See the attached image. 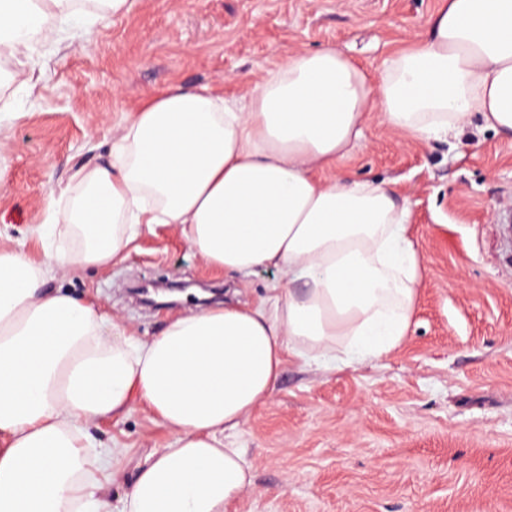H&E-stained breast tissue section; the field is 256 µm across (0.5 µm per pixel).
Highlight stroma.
Returning a JSON list of instances; mask_svg holds the SVG:
<instances>
[{
	"label": "stroma",
	"instance_id": "1",
	"mask_svg": "<svg viewBox=\"0 0 512 512\" xmlns=\"http://www.w3.org/2000/svg\"><path fill=\"white\" fill-rule=\"evenodd\" d=\"M442 0H134L90 17L74 38L41 47L31 85L0 83V248L39 261L34 238L73 172L108 158L148 93L173 84L246 95L288 52L333 47L376 77L386 60L429 35ZM407 199L421 260L418 299L399 345L334 370L286 358L272 399L229 437L252 466L236 512H512V137L479 114L445 140L403 138L371 119L340 162ZM248 282L205 266L164 227L145 231L126 260L59 281L101 300L135 336L173 314L136 304L131 287L161 278L203 282L225 301L255 303L275 279ZM91 432L123 449L109 497L171 433L140 404Z\"/></svg>",
	"mask_w": 512,
	"mask_h": 512
}]
</instances>
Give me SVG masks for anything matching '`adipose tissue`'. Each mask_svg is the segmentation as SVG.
Here are the masks:
<instances>
[{
    "instance_id": "adipose-tissue-1",
    "label": "adipose tissue",
    "mask_w": 512,
    "mask_h": 512,
    "mask_svg": "<svg viewBox=\"0 0 512 512\" xmlns=\"http://www.w3.org/2000/svg\"><path fill=\"white\" fill-rule=\"evenodd\" d=\"M130 0H0V59L23 84L38 46ZM512 136V0H445L424 41L370 80L333 48L294 51L245 101L174 84L146 96L107 162L78 169L35 262L0 249V512H232L251 466L226 439L266 404L285 354L333 369L405 336L421 263L410 211L386 182L338 164L370 115L441 139L471 113ZM160 224L207 266L278 274L259 303L169 318L143 340L93 304L51 289L124 259ZM141 403L171 431L111 503L120 449L88 423Z\"/></svg>"
}]
</instances>
